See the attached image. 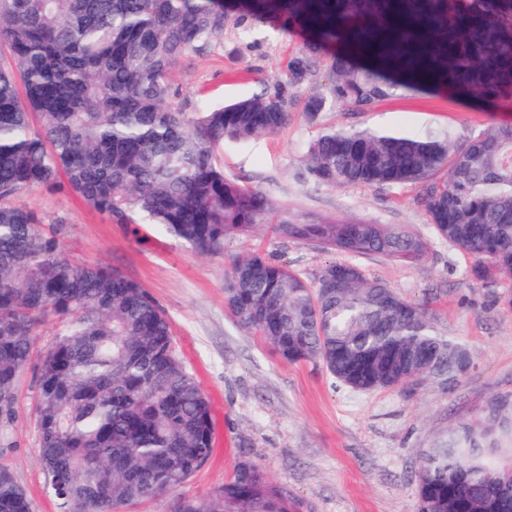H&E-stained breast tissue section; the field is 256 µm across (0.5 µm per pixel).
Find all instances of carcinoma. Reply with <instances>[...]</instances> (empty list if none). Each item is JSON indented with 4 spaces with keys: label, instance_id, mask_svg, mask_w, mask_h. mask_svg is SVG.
Returning <instances> with one entry per match:
<instances>
[{
    "label": "carcinoma",
    "instance_id": "cac0c4a2",
    "mask_svg": "<svg viewBox=\"0 0 512 512\" xmlns=\"http://www.w3.org/2000/svg\"><path fill=\"white\" fill-rule=\"evenodd\" d=\"M312 35L287 83L224 107L174 105L175 63L224 37L231 15ZM0 442L16 419L18 376L37 328L58 324L36 374L38 457L59 512H122L179 491L212 453L210 401L157 301L108 266H76L32 211L9 199L45 188L135 224L143 217L200 254L269 223L261 191L224 176V141L275 133L288 88L320 126L308 173L328 187L420 183L436 234L474 259L487 288L512 283V125L457 145L321 124L337 102L364 108L406 85L512 98V0H0ZM328 82H317L321 63ZM39 118L31 128L29 114ZM282 236L353 256L416 259L414 234L380 224H280ZM237 323L290 363L321 365L360 392L426 377L455 381L471 351L419 304L347 261L308 282L261 253L234 261L224 288ZM418 512H512V397H491L438 437L418 470ZM0 512H30L0 466ZM173 512H290L288 496L243 462Z\"/></svg>",
    "mask_w": 512,
    "mask_h": 512
}]
</instances>
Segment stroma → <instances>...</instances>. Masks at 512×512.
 <instances>
[{"mask_svg": "<svg viewBox=\"0 0 512 512\" xmlns=\"http://www.w3.org/2000/svg\"><path fill=\"white\" fill-rule=\"evenodd\" d=\"M307 39L303 30L287 35L269 24L252 37L228 23L220 44L178 61L175 101L190 113L273 88ZM308 94L305 85L292 89L288 120L276 133L225 142V177L259 188L273 201L277 218L295 224L400 225L426 239L428 249L417 260L362 255L353 262L365 277L423 304L440 332L471 349L473 362L457 381L425 378L403 389L355 392L335 383L321 365L288 363L258 333L240 328L224 299L225 275L235 259L260 252L311 281L338 258L335 251L288 241L276 225H257L229 237L223 252L201 256L153 224L133 237L127 225L70 193L31 189L12 203L34 211L42 229L55 232L70 262L119 270L166 313L215 421L213 451L182 487L183 495L210 494L248 462L286 492L291 512H416L423 450L471 419L490 396L512 394V310L493 304L489 290L469 273L472 259L434 232L420 185L332 188L308 176L302 155L318 135L303 112ZM322 121L416 135L449 128L462 144L490 126L512 124V105L492 106L447 88H401L365 110L336 105ZM55 332L50 321L38 329L33 362L17 383L13 445L0 451V464L25 489L31 512H58L38 459L34 383V362Z\"/></svg>", "mask_w": 512, "mask_h": 512, "instance_id": "stroma-1", "label": "stroma"}]
</instances>
